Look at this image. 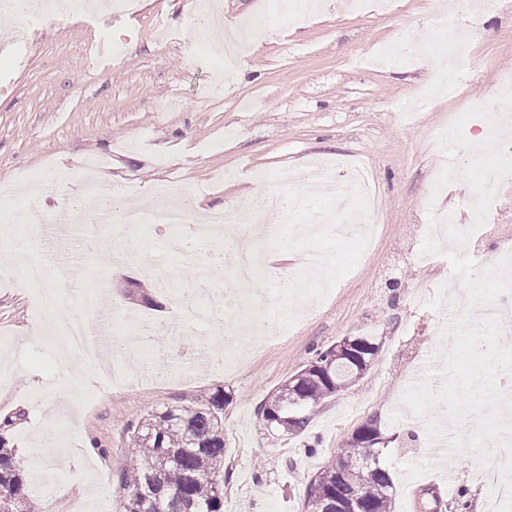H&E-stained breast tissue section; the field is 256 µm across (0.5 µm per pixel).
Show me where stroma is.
<instances>
[{"instance_id":"1","label":"stroma","mask_w":512,"mask_h":512,"mask_svg":"<svg viewBox=\"0 0 512 512\" xmlns=\"http://www.w3.org/2000/svg\"><path fill=\"white\" fill-rule=\"evenodd\" d=\"M206 23L263 18L246 55L225 73L220 35L195 43L196 16L179 0H140L135 14L44 20L25 45L16 27L0 26V187L32 176L36 189L0 199V225L15 240L28 233L11 220L25 207L48 225L51 215L81 196L85 214L96 201L88 179L106 182L117 208L141 204L145 185L178 188L200 212L276 192L280 173L312 175L314 164L336 156L361 157L372 172L375 240L356 267L310 314L277 340L251 348L240 343L244 364L199 372L200 342H214L224 312L199 320L202 276L223 281L216 267L224 251L218 237L197 240L190 257L170 254L164 224L129 228L99 221L101 248L85 254L83 220L68 235L52 234L42 258L68 268L71 317L85 318L97 335L112 334L114 320L133 313L154 337L152 372L131 368L135 380L102 385L112 365L102 344L98 366L81 393L77 371L56 340L29 341L22 329L33 320L22 286L25 260L0 263V437L18 449L30 501L49 512H124L128 493L114 475L130 462V431L149 414L193 403L221 390L224 405V512H311L307 487L367 422L380 429L383 462L395 494L393 512H420L424 489L451 512L466 496L468 512H489L475 457L462 452L437 459L425 433L410 431L402 402L414 377L435 380L434 349L440 311L428 308L440 284L464 298L444 257L421 252L430 214L452 212L470 225L471 188L455 180L434 194L446 165L435 135L469 108L497 102L498 84L512 73V8L487 7L467 15L438 16L435 0H394L391 10L352 7L350 0H321L318 12L289 19L281 0H221ZM464 29L467 58L455 66V83L438 89L433 79L446 56L447 32ZM124 44V60L103 69L111 41ZM414 41L413 62L392 60L400 43ZM25 68H18V59ZM432 102L412 117L403 103L420 90ZM467 253L479 266L512 252V177L499 183L496 204L475 231ZM101 275L106 296L98 314L85 303L88 276ZM346 336H369L379 350L363 378L315 410L307 427L290 436L270 435L257 414L268 394L296 373L313 350Z\"/></svg>"}]
</instances>
